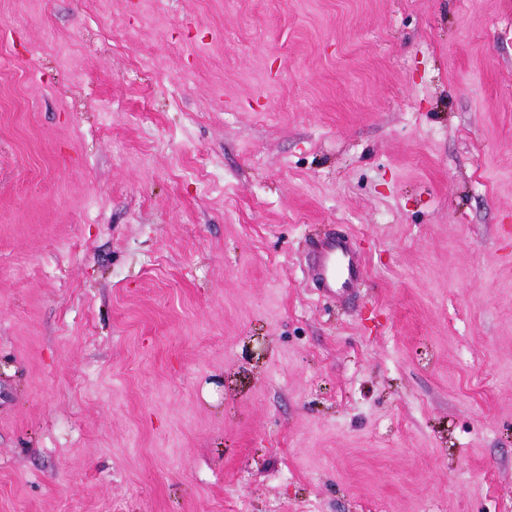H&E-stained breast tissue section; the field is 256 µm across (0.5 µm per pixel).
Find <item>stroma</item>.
I'll list each match as a JSON object with an SVG mask.
<instances>
[{
    "mask_svg": "<svg viewBox=\"0 0 512 512\" xmlns=\"http://www.w3.org/2000/svg\"><path fill=\"white\" fill-rule=\"evenodd\" d=\"M242 503L512 512V0H0V512ZM309 252L312 279L322 291L346 299L354 297L361 278V260L348 242L335 235L312 237Z\"/></svg>",
    "mask_w": 512,
    "mask_h": 512,
    "instance_id": "35a3bbf8",
    "label": "stroma"
}]
</instances>
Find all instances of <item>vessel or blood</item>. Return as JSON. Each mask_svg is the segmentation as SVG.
I'll list each match as a JSON object with an SVG mask.
<instances>
[{"label":"vessel or blood","instance_id":"vessel-or-blood-1","mask_svg":"<svg viewBox=\"0 0 512 512\" xmlns=\"http://www.w3.org/2000/svg\"><path fill=\"white\" fill-rule=\"evenodd\" d=\"M310 272L324 293L352 298L361 278V260L347 241L333 235L309 242Z\"/></svg>","mask_w":512,"mask_h":512}]
</instances>
